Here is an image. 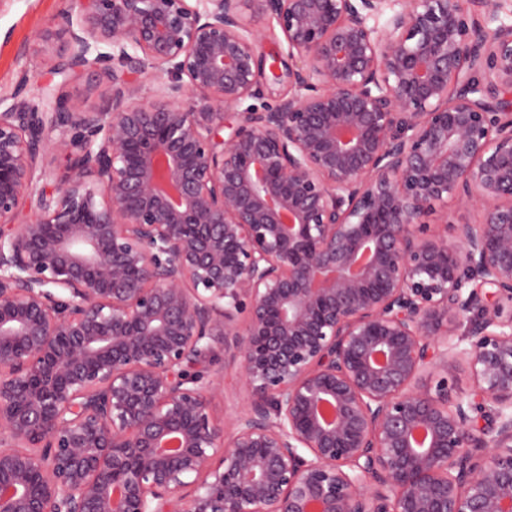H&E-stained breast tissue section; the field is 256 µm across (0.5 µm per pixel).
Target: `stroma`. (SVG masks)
<instances>
[{
  "mask_svg": "<svg viewBox=\"0 0 512 512\" xmlns=\"http://www.w3.org/2000/svg\"><path fill=\"white\" fill-rule=\"evenodd\" d=\"M74 0H0V110L16 102L20 79H27L26 98H38L45 86H64L85 105L100 104L108 89L92 73L69 82L50 75L51 58L37 40L40 31L55 27L63 14L76 12Z\"/></svg>",
  "mask_w": 512,
  "mask_h": 512,
  "instance_id": "1",
  "label": "stroma"
}]
</instances>
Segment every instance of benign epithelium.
Wrapping results in <instances>:
<instances>
[{"mask_svg":"<svg viewBox=\"0 0 512 512\" xmlns=\"http://www.w3.org/2000/svg\"><path fill=\"white\" fill-rule=\"evenodd\" d=\"M75 2L107 97L0 111V512H512L502 3ZM256 27L263 29V32L266 34L265 39L260 45V51L263 52L267 58L266 71L267 74L270 75L269 72V64L273 62L272 55H281L285 60L287 57L282 55L281 46L283 43V37L278 30L275 28L274 35L269 32V24L266 19H259L255 22ZM209 376L215 383L224 386V397L226 404L234 401L240 406L246 402V393L241 389L240 377L234 366L226 361L224 364V356L218 364L210 368Z\"/></svg>","mask_w":512,"mask_h":512,"instance_id":"7a95c632","label":"benign epithelium"}]
</instances>
